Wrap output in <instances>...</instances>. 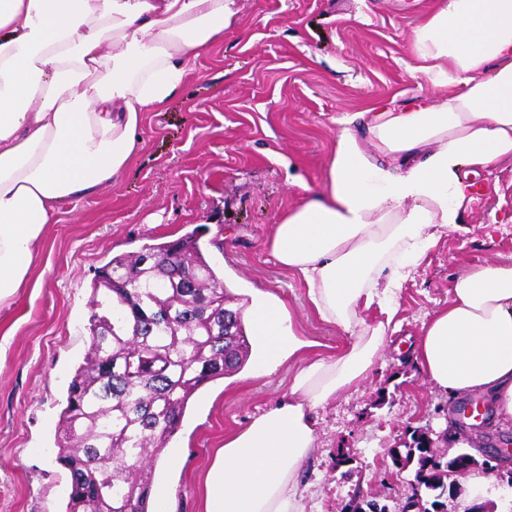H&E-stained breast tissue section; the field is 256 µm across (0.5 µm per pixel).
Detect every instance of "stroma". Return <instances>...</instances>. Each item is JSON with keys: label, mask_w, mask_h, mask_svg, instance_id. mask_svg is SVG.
I'll return each instance as SVG.
<instances>
[{"label": "stroma", "mask_w": 512, "mask_h": 512, "mask_svg": "<svg viewBox=\"0 0 512 512\" xmlns=\"http://www.w3.org/2000/svg\"><path fill=\"white\" fill-rule=\"evenodd\" d=\"M434 0H236L224 38L188 74L179 95L147 113L144 146L111 184L68 203L47 225L27 287L0 308V512H65L69 475L55 435L68 383L88 347L91 283L112 256L197 232L226 288L246 299H282L310 354L330 356L349 338L320 320L301 281L266 248L281 216L326 182L338 118L432 95L409 44ZM482 200L463 227L442 235L403 282L396 332L369 377L321 415L319 447L298 492L304 512H343L364 497L400 512L413 468L392 458L412 431L447 451L453 410L475 394L434 391L413 344L451 299L453 279L482 264L512 262V163L474 175ZM296 361L258 374L253 362L190 399L152 477L173 512H203V478L226 433L287 393ZM350 461L337 465V452Z\"/></svg>", "instance_id": "obj_1"}]
</instances>
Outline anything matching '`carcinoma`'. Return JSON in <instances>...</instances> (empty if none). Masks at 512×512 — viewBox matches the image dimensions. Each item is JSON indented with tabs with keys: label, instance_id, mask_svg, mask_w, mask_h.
I'll list each match as a JSON object with an SVG mask.
<instances>
[{
	"label": "carcinoma",
	"instance_id": "1",
	"mask_svg": "<svg viewBox=\"0 0 512 512\" xmlns=\"http://www.w3.org/2000/svg\"><path fill=\"white\" fill-rule=\"evenodd\" d=\"M195 234L145 245L100 268L89 346L67 388L57 462L70 475L66 512H149L151 472L203 385L246 363L242 308ZM427 433L404 443L416 512H433L452 473Z\"/></svg>",
	"mask_w": 512,
	"mask_h": 512
}]
</instances>
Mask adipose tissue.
I'll list each match as a JSON object with an SVG mask.
<instances>
[{"label": "adipose tissue", "mask_w": 512, "mask_h": 512, "mask_svg": "<svg viewBox=\"0 0 512 512\" xmlns=\"http://www.w3.org/2000/svg\"><path fill=\"white\" fill-rule=\"evenodd\" d=\"M228 3L0 0V303L26 286L61 204L111 183L142 148L146 113L223 39ZM410 52L437 97L340 118L325 190L307 192L267 242L350 341L306 358L280 299L247 307L258 370L301 364L287 394L215 449L204 512H303L299 479L320 411L369 376L402 282L473 200L469 174L512 161V0H436ZM359 120L371 150L353 130ZM374 307L382 317L371 323ZM413 352L433 387L484 395L512 424V263L458 276Z\"/></svg>", "instance_id": "ef3b65f1"}]
</instances>
